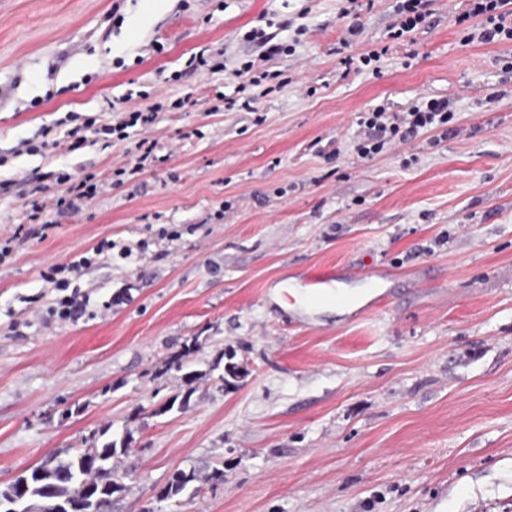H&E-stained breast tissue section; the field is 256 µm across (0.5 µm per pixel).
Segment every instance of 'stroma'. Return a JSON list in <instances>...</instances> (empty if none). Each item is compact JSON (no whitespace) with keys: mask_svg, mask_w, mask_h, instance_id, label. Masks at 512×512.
Here are the masks:
<instances>
[{"mask_svg":"<svg viewBox=\"0 0 512 512\" xmlns=\"http://www.w3.org/2000/svg\"><path fill=\"white\" fill-rule=\"evenodd\" d=\"M0 0V488L92 431L131 434L112 512H512V41L463 44L467 0H433L400 40L394 0L363 11L345 54L387 47L380 74L345 67L344 0ZM261 28L291 55L265 57ZM223 49L224 69L191 57ZM288 86L255 111H221L243 60ZM192 96L126 140L22 151L40 127L103 122ZM444 98L448 137L420 133L358 157L357 117ZM158 162L111 181L142 137ZM103 190L41 232L26 195L56 175ZM73 320L49 317L40 276L103 240ZM146 243L143 260L120 246ZM348 308L273 301L312 271ZM203 371L188 408L164 362L191 338ZM234 350L241 377L223 378ZM224 479L160 499L174 470Z\"/></svg>","mask_w":512,"mask_h":512,"instance_id":"35a3bbf8","label":"stroma"}]
</instances>
